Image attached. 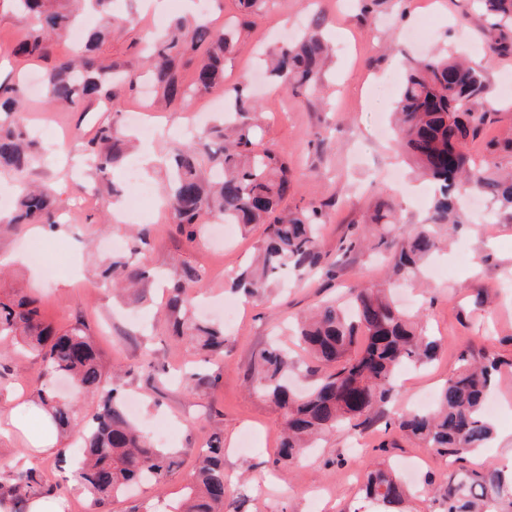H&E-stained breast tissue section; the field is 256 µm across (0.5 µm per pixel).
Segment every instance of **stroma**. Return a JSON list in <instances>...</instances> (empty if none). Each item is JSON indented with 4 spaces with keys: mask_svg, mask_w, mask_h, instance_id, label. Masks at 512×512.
<instances>
[{
    "mask_svg": "<svg viewBox=\"0 0 512 512\" xmlns=\"http://www.w3.org/2000/svg\"><path fill=\"white\" fill-rule=\"evenodd\" d=\"M208 7L214 26L236 30L234 49L224 60L223 84L193 88L186 106L147 105L139 89L122 99L120 122L145 106L149 117L175 130L163 139H147L158 161L141 177L161 190L162 159L175 142L190 139L194 112L207 109L225 89L244 88L257 105L252 114L257 145H273L288 165L294 186L288 205L327 206L320 248L327 262L338 263L336 277L312 273L275 280L264 301H243L236 328L224 330L223 357L209 361L204 352H189L173 336L165 308L166 288L180 263L204 270L202 297L214 304L210 320L220 321L224 301L233 295L229 281L262 245V227L216 244L207 237L188 242L171 212L154 205L138 224L113 222L107 202L113 189H126V171L136 166L138 154L130 152L102 175L85 159L84 148L114 116L94 99L76 108H51L30 94L22 122L35 137L43 162L29 179L50 187L62 224L57 232L37 236L29 224L16 230L0 226V297L33 290L42 317L55 328L78 321L89 327L113 371L122 373L124 395L140 399L139 428L150 435L156 421L168 426L171 437L165 447L178 464L164 480L166 499L184 496L201 449L215 435L224 442L232 512H379L377 504L361 498L359 487L367 472L383 464L410 476L412 483L430 482L429 494L411 500L408 512H439L438 497L451 466L392 426L366 431L359 455L349 448L353 433L342 429L328 433L299 462H276L282 412L252 384L250 371L260 350L274 339L299 364L308 363L291 326L323 301L342 299L350 288L395 287L400 306L442 341L432 364L410 369L399 410L410 409L415 391L439 389L460 366L462 354L497 358L501 370L493 397L500 407L492 417L497 437L480 454L488 461L503 457L504 437L512 433V289L501 290L499 284L512 279V212L492 198L467 193L462 224L442 237L428 260L448 271L437 281L395 274L383 250L345 253L339 244L352 232L371 231V218L382 202L395 209L404 228L429 221L432 205L419 201L429 180L398 157L394 139L376 133L380 124L390 122L400 93L387 79L405 71L411 60L441 51L486 67L494 115L470 140L468 151L491 171L512 172V51L494 54L489 49L495 39L512 42V31L493 29L474 0H368L364 6L359 0H259L251 18L241 15L237 0H208ZM112 11L138 17L133 26L114 24L98 49L119 71L139 65L146 35L188 14L185 0H166L161 11L147 15L141 14L138 0H112ZM318 17L331 45L325 77L296 97L260 72L261 58ZM29 23L13 0H0V65L13 80L44 75L51 66L45 59L15 56ZM140 225L150 230L149 244L130 259L145 265L151 276L144 283L146 302L136 304L100 287L99 279L111 256L109 243H130ZM34 246L42 247L58 267L54 280L31 261H11L14 252ZM145 361L153 372L141 370ZM41 368L36 354L9 341L0 343V402L18 391L37 397ZM65 497L76 512H145L155 502L149 485L102 506L72 489Z\"/></svg>",
    "mask_w": 512,
    "mask_h": 512,
    "instance_id": "obj_1",
    "label": "stroma"
}]
</instances>
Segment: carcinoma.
Returning <instances> with one entry per match:
<instances>
[{
    "instance_id": "cac0c4a2",
    "label": "carcinoma",
    "mask_w": 512,
    "mask_h": 512,
    "mask_svg": "<svg viewBox=\"0 0 512 512\" xmlns=\"http://www.w3.org/2000/svg\"><path fill=\"white\" fill-rule=\"evenodd\" d=\"M19 10L32 22L18 54L39 58L52 53L55 41L72 24L73 16L87 0H16ZM103 15L102 25L85 37V53L57 59L43 81V97L53 107H76L94 97L103 77L112 83V107L122 92L137 85L134 73H121L92 55L94 43L112 29L108 11L111 0H93ZM492 26L512 25V0H478ZM230 30L216 28L199 19L179 18L157 38L148 53L149 79L168 103L190 100L180 81L177 63L192 51L196 56L193 86L207 89L221 83L224 55L234 47ZM328 51L313 31L293 44L279 47L269 57V74L294 95L309 91L323 80L322 62ZM25 89L0 83V169L21 181L37 162L33 143L19 122ZM489 93L485 70L448 55H432L407 66L395 106L396 145L408 154L421 174L435 184L436 198L430 223L459 224L456 195L476 190L495 198L512 210V176H487L467 152L466 146L486 113L474 109ZM230 111L219 123L206 129L196 141L179 144L172 153L167 174L165 204L182 234L193 242L203 224L218 218L244 229L265 226L266 238L256 263L243 270L231 288L253 300L265 298L272 280L288 272L299 276L317 270L323 260L318 227L324 223L323 206L308 203L285 211L280 204L293 190L288 165L270 147L257 148L253 141L250 113L256 105L232 88ZM126 135L117 122L99 129L87 142L96 170L104 173L124 158ZM59 224L49 190L29 186L18 198L13 214L0 224ZM378 246L392 255L398 273L416 272L437 248L435 232L428 227L415 231L379 234ZM115 291L138 287L145 271L120 259L101 272ZM204 273L187 263L169 290L168 308L174 329L189 350H224V329L187 317L188 307L204 288ZM296 336L313 358L303 371L311 381L304 394L288 385V370L294 362L288 350L276 343L261 351L254 369L258 387L284 410L278 440V462L291 463L312 447L317 437L339 428L362 431L384 419L433 449L442 457L461 460L464 455L487 447L494 426L486 413V401L501 369L495 358L481 360L462 356V365L436 393L434 406L426 411L411 409L390 418L402 395L397 382L406 365L424 366L438 353L439 340L407 317L378 288L352 289L348 305L334 302L320 307L300 321ZM20 341L38 353L45 383L39 399L51 411L55 424L69 430L85 452L77 476L80 484L99 503L131 486L161 484L178 464L169 452L156 447L129 419L118 401L120 378L111 374L88 332L78 322L58 330L41 317L36 300L22 296L0 300V341ZM67 377L74 386L100 397L99 411L83 424L77 410L58 399L53 379ZM0 485V502H10V512H28V504L59 484H49L36 465L11 469ZM224 445L210 438L188 485V495L167 512H224L226 500ZM365 498L380 503L386 512H404L408 485L392 470L370 472L362 485ZM447 512H512V472L497 466L480 471L459 468L448 478L441 494Z\"/></svg>"
}]
</instances>
